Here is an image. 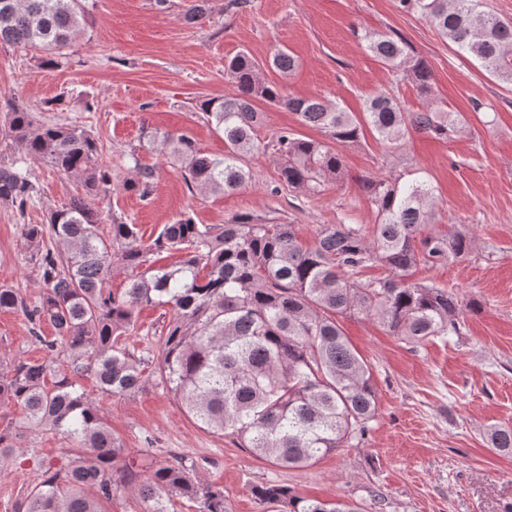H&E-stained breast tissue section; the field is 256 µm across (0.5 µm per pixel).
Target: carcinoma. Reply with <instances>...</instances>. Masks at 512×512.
<instances>
[{
  "instance_id": "cac0c4a2",
  "label": "carcinoma",
  "mask_w": 512,
  "mask_h": 512,
  "mask_svg": "<svg viewBox=\"0 0 512 512\" xmlns=\"http://www.w3.org/2000/svg\"><path fill=\"white\" fill-rule=\"evenodd\" d=\"M398 8L427 18L455 46L498 80L512 83V22L483 9V0H395ZM90 20L83 0H0V45L62 54ZM367 49L425 99L410 112L390 94L348 112L320 97H291L260 77V66L241 53L225 71L232 97L207 98L199 109L224 133V156L201 152L185 133H163L153 149L181 164L192 190L224 194L251 179L246 156L273 148L281 156L279 183L305 197L346 176L333 145L355 146L372 136L392 148L411 132L450 142L463 130L455 115L433 101V71L393 32L361 35ZM268 66L284 77L298 66L286 49ZM284 107L316 127L325 140L282 130L269 144L255 133L256 102ZM135 179L126 188L146 200L152 167L133 157ZM43 162L76 178L85 196L51 211L44 224L24 225L42 280V294L28 306L15 288L0 287V310L23 311L55 332L35 340L50 354L62 347L67 365L54 359L20 360L0 367V402L22 411L27 428L51 430L87 453L67 469L47 467L17 512H101V500L123 486L148 504L146 512H169L176 496L198 512H230L224 489L195 481L182 462L149 474L127 463L100 409L78 378L92 373L99 391L123 395L141 386L142 371L121 338L137 329L143 306L172 308L158 354L162 381L199 427L229 436L257 458L284 468L314 465L359 442L378 411L371 366L345 335L338 317L362 314L378 320L411 348L436 336H461L465 313L455 292L417 282L419 265L443 267L470 253L473 239L430 229L439 200L420 168L403 167L389 177L363 176L359 189L376 213L365 228L343 220L319 226L312 247L299 241L293 224L236 214L224 224H198L182 215L151 240L137 224L114 215L103 233L102 213L92 200L109 192L112 177L100 161L94 135L76 125L48 123L25 106L12 105L0 126V204L20 212L33 204L37 179L30 163ZM54 245L44 244V238ZM180 252L170 265L168 251ZM378 265L385 275L356 280ZM127 274L121 293L107 288L115 269ZM490 447L512 454V427L487 433ZM267 512H363L346 500L301 496L284 484L254 489Z\"/></svg>"
}]
</instances>
